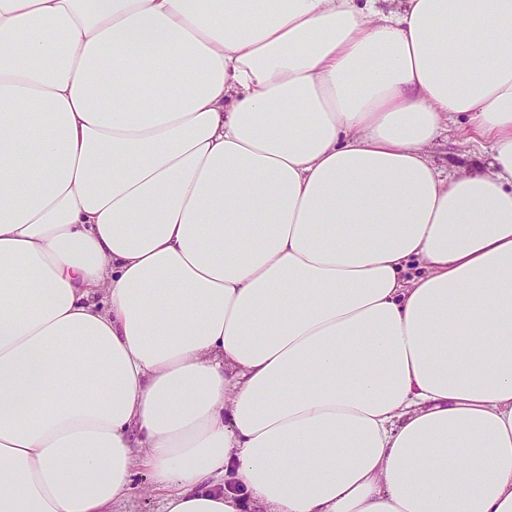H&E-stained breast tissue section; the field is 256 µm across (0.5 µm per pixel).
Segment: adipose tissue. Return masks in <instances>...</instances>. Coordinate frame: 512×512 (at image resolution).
<instances>
[{
    "instance_id": "obj_1",
    "label": "adipose tissue",
    "mask_w": 512,
    "mask_h": 512,
    "mask_svg": "<svg viewBox=\"0 0 512 512\" xmlns=\"http://www.w3.org/2000/svg\"><path fill=\"white\" fill-rule=\"evenodd\" d=\"M139 469L512 512V0H0V512ZM467 126L468 119L465 114L452 115L448 121V133L444 132L431 146L433 161L438 166H448V173L469 170L487 160L489 153H484L481 158L473 143L467 141L463 132Z\"/></svg>"
}]
</instances>
